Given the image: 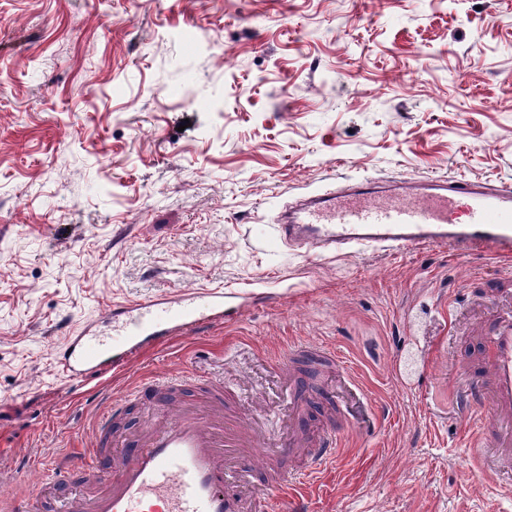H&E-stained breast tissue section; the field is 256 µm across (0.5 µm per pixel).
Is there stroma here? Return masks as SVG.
I'll return each instance as SVG.
<instances>
[{
	"mask_svg": "<svg viewBox=\"0 0 512 512\" xmlns=\"http://www.w3.org/2000/svg\"><path fill=\"white\" fill-rule=\"evenodd\" d=\"M512 182V0H0V512L16 470L155 421L131 395L208 373L271 436L328 349L366 388L303 489L309 512H512L469 456L449 359L476 353L503 260L440 247L304 257L273 238L294 198L362 175ZM261 293L233 320L61 377L67 331L190 288ZM285 358L288 360V366L298 363L312 366L321 359L336 362V355L333 352L307 344L292 345L288 349V355Z\"/></svg>",
	"mask_w": 512,
	"mask_h": 512,
	"instance_id": "stroma-1",
	"label": "stroma"
}]
</instances>
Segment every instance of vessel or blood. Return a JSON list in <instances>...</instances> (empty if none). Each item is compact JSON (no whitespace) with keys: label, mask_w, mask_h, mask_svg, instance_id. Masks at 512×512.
<instances>
[{"label":"vessel or blood","mask_w":512,"mask_h":512,"mask_svg":"<svg viewBox=\"0 0 512 512\" xmlns=\"http://www.w3.org/2000/svg\"><path fill=\"white\" fill-rule=\"evenodd\" d=\"M275 239L305 254H348L363 247L400 251L441 246L458 253L512 257V185L456 176L389 184L361 177L343 187L306 194L278 213ZM247 297L220 288L190 289L106 313L109 332L93 325L69 333L54 351L64 376L77 382L127 367L141 351L174 335L238 316ZM479 363L458 364L453 400L476 417L474 446L486 470L512 477V308L497 309L480 331ZM335 361L333 352L307 344L288 350L289 364ZM172 375L138 390L145 407H162L164 423L134 447L113 456L105 447L113 400L97 417L89 447L54 460L49 484L69 485L63 498L36 488L16 498L10 512H273L272 498L321 475L336 458L344 436L323 427L314 437L289 435L292 448L307 447L302 466L272 470V442L245 420L189 406L170 410L172 391L185 385ZM490 407L492 416L482 414ZM106 480L94 494L84 485Z\"/></svg>","instance_id":"vessel-or-blood-1"}]
</instances>
